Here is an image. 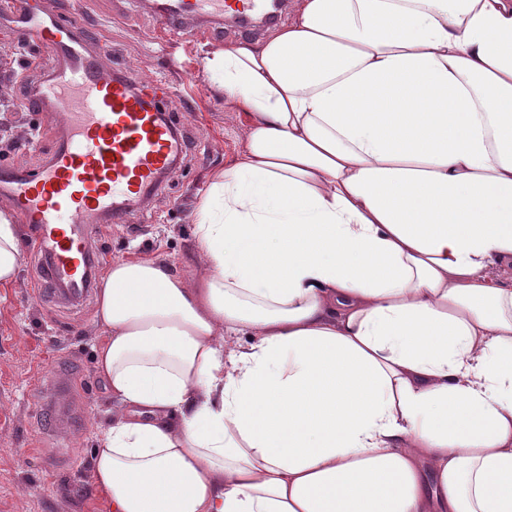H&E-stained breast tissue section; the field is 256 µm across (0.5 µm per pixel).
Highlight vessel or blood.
I'll return each instance as SVG.
<instances>
[{"label":"vessel or blood","instance_id":"1","mask_svg":"<svg viewBox=\"0 0 512 512\" xmlns=\"http://www.w3.org/2000/svg\"><path fill=\"white\" fill-rule=\"evenodd\" d=\"M170 40L193 36L190 19L232 13L264 15L267 0H150ZM10 20L21 38L56 61L49 80L33 105L58 115L65 143L39 171L0 168V194L18 220L32 232L33 248L49 261L55 287L82 296L90 287L94 253L86 228L107 217L118 224L134 220L136 207L156 186L184 149L160 116L164 96L133 88L120 74L105 71L100 56L90 52L87 26L76 9L58 0H15ZM69 380L56 372L42 387L41 399L51 417V430L67 436L70 405L64 397Z\"/></svg>","mask_w":512,"mask_h":512}]
</instances>
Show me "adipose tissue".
Returning a JSON list of instances; mask_svg holds the SVG:
<instances>
[{"label":"adipose tissue","mask_w":512,"mask_h":512,"mask_svg":"<svg viewBox=\"0 0 512 512\" xmlns=\"http://www.w3.org/2000/svg\"><path fill=\"white\" fill-rule=\"evenodd\" d=\"M204 75L199 271L98 288L112 512H512V0H295Z\"/></svg>","instance_id":"1"}]
</instances>
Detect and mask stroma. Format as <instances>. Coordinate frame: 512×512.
Returning <instances> with one entry per match:
<instances>
[{"instance_id":"obj_1","label":"stroma","mask_w":512,"mask_h":512,"mask_svg":"<svg viewBox=\"0 0 512 512\" xmlns=\"http://www.w3.org/2000/svg\"><path fill=\"white\" fill-rule=\"evenodd\" d=\"M76 2L92 51L137 81L176 88L170 109L192 141L187 158L160 179L133 223L103 219L91 225L98 267L106 269L119 258L159 259L193 276L199 268L192 235L195 205L207 175L233 160L243 144L241 117L225 110L204 79V55L243 38L262 39L269 29L246 32L227 19L207 20L195 23L194 41L170 49L161 45L158 21L145 0ZM53 67L52 58L20 48L0 24V165L36 169L62 145L60 119L23 107L21 98L25 77L45 80ZM35 131L40 137L33 143L29 135ZM19 235L24 260L17 280L0 288V512H112L93 464L99 435L116 411L95 366L102 340L96 300L58 299L27 227H20ZM58 365L70 375L75 405L74 431L65 439L43 431L37 397L39 381Z\"/></svg>"}]
</instances>
